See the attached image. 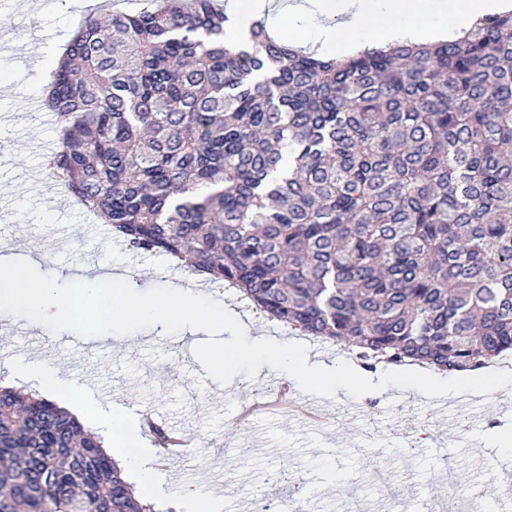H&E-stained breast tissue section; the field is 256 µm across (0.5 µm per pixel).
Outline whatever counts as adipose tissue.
I'll return each mask as SVG.
<instances>
[{"instance_id":"ef3b65f1","label":"adipose tissue","mask_w":512,"mask_h":512,"mask_svg":"<svg viewBox=\"0 0 512 512\" xmlns=\"http://www.w3.org/2000/svg\"><path fill=\"white\" fill-rule=\"evenodd\" d=\"M510 8L512 0H290L285 6L274 0H229L226 12L237 23L262 19L278 29L286 22L307 19L309 43L343 54L356 46L381 48L400 39L417 41L434 32L467 29L483 16ZM0 371L13 379L36 381L45 396L76 416H88L119 466L137 476L142 495L154 494L155 470L143 450L141 416L120 404L99 409L57 369L31 363L7 365Z\"/></svg>"}]
</instances>
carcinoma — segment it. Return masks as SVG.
I'll list each match as a JSON object with an SVG mask.
<instances>
[{
    "label": "carcinoma",
    "mask_w": 512,
    "mask_h": 512,
    "mask_svg": "<svg viewBox=\"0 0 512 512\" xmlns=\"http://www.w3.org/2000/svg\"><path fill=\"white\" fill-rule=\"evenodd\" d=\"M227 22L157 0L79 24L47 86L76 202L365 368L512 352V12L342 58ZM0 512L154 510L69 412L0 387Z\"/></svg>",
    "instance_id": "obj_1"
}]
</instances>
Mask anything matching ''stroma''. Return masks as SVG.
Masks as SVG:
<instances>
[{
	"mask_svg": "<svg viewBox=\"0 0 512 512\" xmlns=\"http://www.w3.org/2000/svg\"><path fill=\"white\" fill-rule=\"evenodd\" d=\"M72 0L18 11L15 0H0L13 13L0 27V250L24 257L59 281L127 272L140 289L159 284L190 286L213 295L244 324L248 337L303 342L310 360L335 363L348 351L300 336L267 317L227 287L213 291L205 276L178 268L166 256L140 253L111 236L105 224L84 212L70 194L53 198L42 174L44 154L57 144L56 117L50 109L31 113L29 100L45 101L46 85L77 26ZM202 331L168 337L147 329L126 337H95L96 352L82 365L59 360L65 375L80 381L83 367L96 369L101 385L88 393L101 408L122 404L149 411L153 419L182 431L193 454L156 464L155 512H194L196 494L208 488L214 512H255L250 495L267 491L274 473L306 488L309 512H388L376 477L385 468L399 488H413L417 512L422 500L445 504L474 490L494 492L498 512H512L500 465L503 450L495 427L512 428V394L492 393L427 398L413 389L389 387L351 399L338 389L335 399L308 398L292 388V399L313 401L320 423L302 422L286 407L253 417L247 427L236 416L268 389L276 373L262 366L256 380L237 375L226 385L207 377L193 357ZM42 325L0 314V365L42 361V347L56 343Z\"/></svg>",
	"mask_w": 512,
	"mask_h": 512,
	"instance_id": "35a3bbf8",
	"label": "stroma"
}]
</instances>
